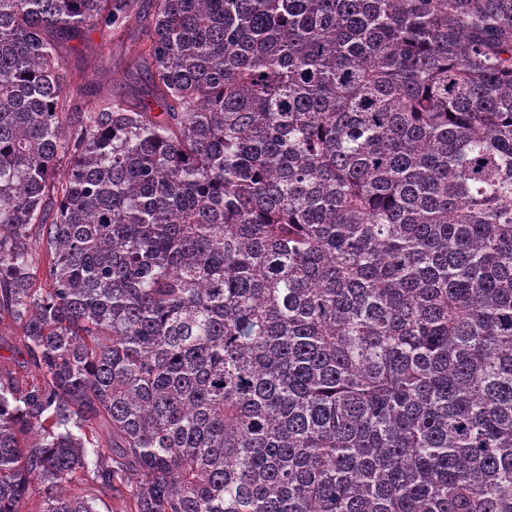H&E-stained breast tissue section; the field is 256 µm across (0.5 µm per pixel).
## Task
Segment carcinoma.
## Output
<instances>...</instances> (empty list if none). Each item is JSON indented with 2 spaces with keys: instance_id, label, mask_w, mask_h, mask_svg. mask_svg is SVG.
<instances>
[{
  "instance_id": "obj_1",
  "label": "carcinoma",
  "mask_w": 512,
  "mask_h": 512,
  "mask_svg": "<svg viewBox=\"0 0 512 512\" xmlns=\"http://www.w3.org/2000/svg\"><path fill=\"white\" fill-rule=\"evenodd\" d=\"M151 9L0 0V512H512V0ZM144 6V17L139 26L129 30L95 31L86 44L80 47L81 54L64 51L67 61L68 79L80 88L81 102L93 105L104 93L112 91L130 102H137L149 91V84L142 70H132L131 64L140 45L146 38L152 10L148 0H140ZM0 375L6 371L16 372V376L24 374L21 365L26 357L25 342L19 330L0 325Z\"/></svg>"
}]
</instances>
